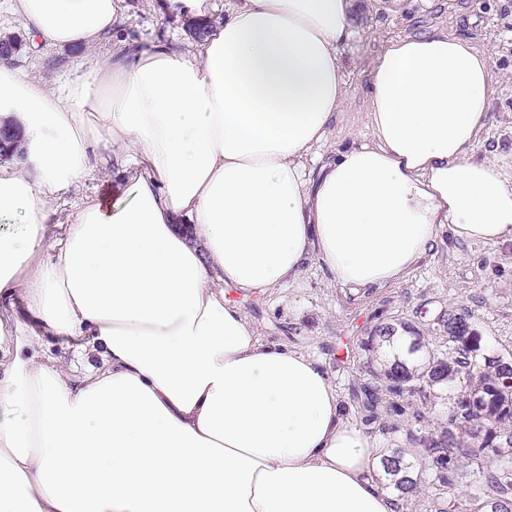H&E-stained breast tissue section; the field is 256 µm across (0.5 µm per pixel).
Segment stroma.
I'll return each mask as SVG.
<instances>
[{"instance_id":"obj_1","label":"stroma","mask_w":512,"mask_h":512,"mask_svg":"<svg viewBox=\"0 0 512 512\" xmlns=\"http://www.w3.org/2000/svg\"><path fill=\"white\" fill-rule=\"evenodd\" d=\"M126 5L121 29L131 41L144 46L166 38L181 51L193 50L194 28L186 19L159 14L152 0H126ZM353 12V34L340 46L348 97L325 142L307 157L308 171H317L337 150L369 141L368 70L384 43L442 28L469 39L494 63L490 109L472 155L496 159L512 178V0H354ZM7 38L20 43L14 63L29 78L64 79L69 52L33 46L10 0H0V39ZM116 189L112 168L105 165L52 200L54 219L46 226L44 257H51V245L65 234L67 215L84 198ZM238 301L262 340L312 354L345 403L360 368L354 341L381 320L414 324L438 342L443 331L437 315L449 310L467 317L488 352L512 355V243L441 241L399 282L372 291L332 283L312 261L287 286L242 294Z\"/></svg>"}]
</instances>
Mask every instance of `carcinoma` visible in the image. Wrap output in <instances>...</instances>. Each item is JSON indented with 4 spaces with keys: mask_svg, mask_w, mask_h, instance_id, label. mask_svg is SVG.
Returning a JSON list of instances; mask_svg holds the SVG:
<instances>
[{
    "mask_svg": "<svg viewBox=\"0 0 512 512\" xmlns=\"http://www.w3.org/2000/svg\"><path fill=\"white\" fill-rule=\"evenodd\" d=\"M438 323L446 333L440 344L426 342L411 325L390 322L378 323L357 342L360 353L371 360L401 329L416 359L409 364L383 357L380 370L368 369L354 378V411L364 425L393 434L400 427L382 422V411L408 413L422 424L436 391H448L445 425L409 433L424 466L416 468L402 449L394 448L382 459L383 473L403 499L416 493L426 478L440 492L469 479L479 483V496L469 503V512H512V364H506L504 355L486 352L466 318L443 313ZM464 462L476 469L461 468Z\"/></svg>",
    "mask_w": 512,
    "mask_h": 512,
    "instance_id": "obj_1",
    "label": "carcinoma"
}]
</instances>
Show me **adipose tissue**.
<instances>
[{
    "mask_svg": "<svg viewBox=\"0 0 512 512\" xmlns=\"http://www.w3.org/2000/svg\"><path fill=\"white\" fill-rule=\"evenodd\" d=\"M11 9L75 55L52 87L0 59V125L25 147L0 167V512H399L327 372L262 342L225 290L284 287L311 260L384 288L442 233L512 242V180L470 155L489 57L441 29L389 42L370 141L312 178L347 96L353 0H235L192 56L121 37L125 0ZM102 149L120 192L84 199L40 260L51 199ZM44 336L70 338L80 374L27 355Z\"/></svg>",
    "mask_w": 512,
    "mask_h": 512,
    "instance_id": "obj_1",
    "label": "adipose tissue"
}]
</instances>
